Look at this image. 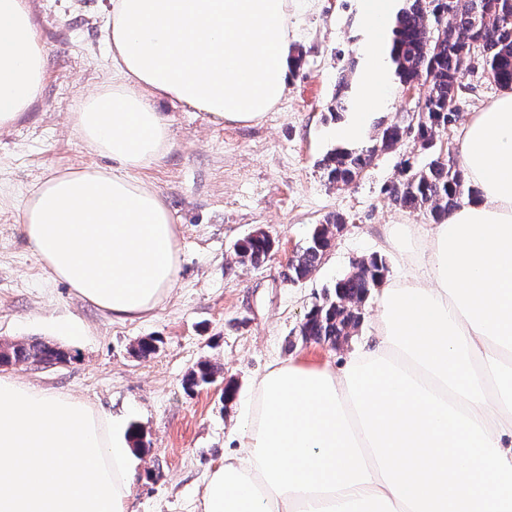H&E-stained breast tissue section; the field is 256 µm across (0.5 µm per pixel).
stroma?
Listing matches in <instances>:
<instances>
[{
	"instance_id": "35a3bbf8",
	"label": "stroma",
	"mask_w": 512,
	"mask_h": 512,
	"mask_svg": "<svg viewBox=\"0 0 512 512\" xmlns=\"http://www.w3.org/2000/svg\"><path fill=\"white\" fill-rule=\"evenodd\" d=\"M105 0H35L45 50L40 101L0 130V341L37 339L62 346L64 365L6 366L18 381L79 397L126 427L137 428L129 512H194L208 470L233 450L230 432L252 378L275 360L340 363L367 339L375 298L363 320L339 345L303 342L305 314L321 303L341 275L371 254H384L397 273V253L385 251L388 225L422 224L423 215L393 205L385 189L403 160L427 158L407 140L378 154L353 183L329 185L320 160L339 148L330 107L340 75L357 82L359 50L367 38L361 0H292L291 51L297 68L281 102L252 125L214 121L204 111L168 99L156 106L171 125L170 147L137 178L165 199L178 232L180 268L169 297L150 314L119 321L83 300L40 264L22 228L31 187L51 173L108 165L90 151L71 122L80 95L112 76L103 43ZM499 88L481 72L467 74L460 120L440 141L459 151L465 120L494 99ZM332 213L347 222L333 236L316 270L286 281L289 256ZM264 230L274 248L260 266L238 263L235 247ZM158 339L149 357L140 340ZM222 369L209 385L186 389L199 362Z\"/></svg>"
}]
</instances>
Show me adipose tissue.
<instances>
[{
	"label": "adipose tissue",
	"mask_w": 512,
	"mask_h": 512,
	"mask_svg": "<svg viewBox=\"0 0 512 512\" xmlns=\"http://www.w3.org/2000/svg\"><path fill=\"white\" fill-rule=\"evenodd\" d=\"M355 142L391 92L393 0H364ZM112 80L75 127L112 158L52 174L21 222L45 269L113 318L174 287L177 230L135 177L170 144L156 100L250 124L282 99L293 60L288 0H109ZM45 51L31 0H0V129L40 99ZM459 164L472 200L435 224L391 225L403 275L386 282L369 341L342 365L275 361L253 378L233 452L202 512H512V89L473 113Z\"/></svg>",
	"instance_id": "1"
}]
</instances>
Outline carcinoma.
<instances>
[{"label":"carcinoma","instance_id":"carcinoma-1","mask_svg":"<svg viewBox=\"0 0 512 512\" xmlns=\"http://www.w3.org/2000/svg\"><path fill=\"white\" fill-rule=\"evenodd\" d=\"M395 21V38L389 57L400 83L423 78L428 82L422 106L416 112L415 135L421 147L430 151L428 161L419 167L405 162L400 179L385 189L398 207L421 213L438 222L448 210L470 197L464 175L451 154L435 151L434 139L459 118L458 102L462 79L482 71L497 86L512 88V0H404ZM347 76L338 79L336 108L352 107ZM400 125L377 124L369 142L357 150L335 149L319 162L328 183L342 187L354 182L371 164L377 151L398 136ZM346 223L332 215L317 225L305 245L288 266L285 279L296 283L306 279L321 263L326 251L329 228ZM269 252L263 237L246 238L238 247L241 262L258 266ZM389 273L384 256L372 254L358 267L336 279L333 296L313 306L302 322L303 341L336 344L358 329L362 315L357 305L381 287ZM59 353L41 341L13 342L0 346V365L41 362L53 365ZM220 368L202 362L185 379L188 389L210 384Z\"/></svg>","mask_w":512,"mask_h":512}]
</instances>
